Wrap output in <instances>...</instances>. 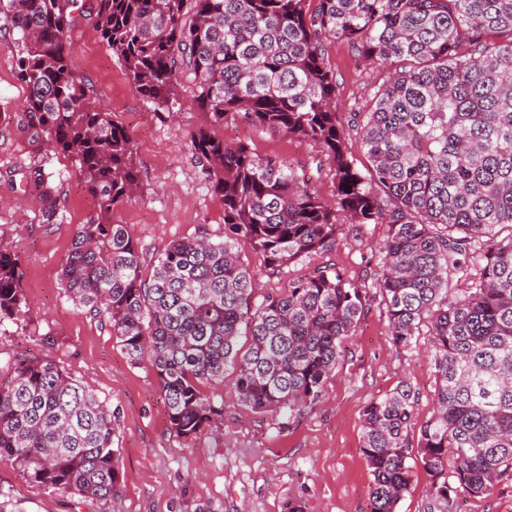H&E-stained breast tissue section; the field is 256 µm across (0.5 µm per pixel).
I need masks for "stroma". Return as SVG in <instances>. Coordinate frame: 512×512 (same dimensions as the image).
Wrapping results in <instances>:
<instances>
[{"label": "stroma", "instance_id": "35a3bbf8", "mask_svg": "<svg viewBox=\"0 0 512 512\" xmlns=\"http://www.w3.org/2000/svg\"><path fill=\"white\" fill-rule=\"evenodd\" d=\"M68 48L78 73L136 144L140 190L116 208L114 220L150 258L185 237L223 239L224 205L189 143L205 122L193 105L192 72L180 73L176 96L163 113L135 90L89 16L76 17ZM14 50L12 35L0 38V244L21 260L26 306L20 320L0 327V353L53 358L112 406L123 479L115 496L90 500L29 483L21 470L2 464L0 487L14 491L22 512H286L291 504L300 512H369L370 475L360 451L363 411L406 381L419 393L415 425L433 417L436 377L428 334L420 333L410 347H395L381 297L371 294L364 319L345 340L343 357L314 405L252 413L218 385L208 393L223 402V417L196 435L178 434L151 366L132 364L110 331L82 314L61 285L76 228L95 214L97 203L71 160L28 131ZM327 55L339 114L367 107L388 69L357 62L344 41L328 44ZM223 134L259 156L295 165L307 164L317 152L309 142L242 122L225 126ZM34 167L61 196L56 223L40 219L39 191L25 179ZM385 235L382 224L358 230L343 225L328 259L366 278L379 268Z\"/></svg>", "mask_w": 512, "mask_h": 512}]
</instances>
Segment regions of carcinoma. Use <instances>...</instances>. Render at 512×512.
<instances>
[{
  "label": "carcinoma",
  "mask_w": 512,
  "mask_h": 512,
  "mask_svg": "<svg viewBox=\"0 0 512 512\" xmlns=\"http://www.w3.org/2000/svg\"><path fill=\"white\" fill-rule=\"evenodd\" d=\"M191 3V21L184 19ZM84 0H0L18 32L15 70L27 126L71 158L97 200L62 269L65 293L108 325L130 361L150 363L172 428L195 435L220 415L203 392L232 374L231 394L254 413L315 402L365 316L364 282L316 258L336 248L344 220L385 224L372 287L390 336L407 348L428 324L436 411L409 446L416 392L402 382L364 409L361 452L370 512H397L410 460L429 479L430 512H456L512 474V0H94L89 14L136 91L160 108L175 96L178 62L198 87L207 124L191 149L224 204V239L175 241L151 263L114 223L140 188L136 146L70 60L73 12ZM390 69L365 112L336 113L327 44ZM242 119L313 143L335 201L305 170L261 157L219 131ZM360 130L369 167L348 155ZM42 223L59 199L39 168ZM502 228L509 229L505 236ZM269 272L305 258L288 287L251 304L253 274L236 245ZM20 259L0 245V326L18 318ZM473 287H451L459 272ZM246 337V349L238 347ZM116 415L56 360H0V463L86 499L122 483Z\"/></svg>",
  "instance_id": "1"
}]
</instances>
